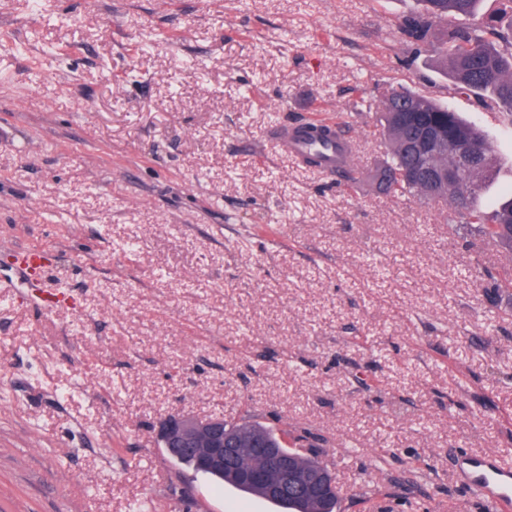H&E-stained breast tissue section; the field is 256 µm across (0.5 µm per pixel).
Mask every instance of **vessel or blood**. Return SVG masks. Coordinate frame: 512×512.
Instances as JSON below:
<instances>
[{"instance_id": "vessel-or-blood-1", "label": "vessel or blood", "mask_w": 512, "mask_h": 512, "mask_svg": "<svg viewBox=\"0 0 512 512\" xmlns=\"http://www.w3.org/2000/svg\"><path fill=\"white\" fill-rule=\"evenodd\" d=\"M334 115L312 112L283 120L268 131L269 139L298 164L338 181L354 169L356 144L351 136L336 134ZM23 276L46 277L49 266L38 247H26L13 256ZM456 476L485 512H512V465L493 452L466 453L457 460Z\"/></svg>"}]
</instances>
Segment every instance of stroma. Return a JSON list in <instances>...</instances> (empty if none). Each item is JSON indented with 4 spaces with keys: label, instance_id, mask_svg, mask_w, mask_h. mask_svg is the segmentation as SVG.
I'll list each match as a JSON object with an SVG mask.
<instances>
[{
    "label": "stroma",
    "instance_id": "obj_1",
    "mask_svg": "<svg viewBox=\"0 0 512 512\" xmlns=\"http://www.w3.org/2000/svg\"><path fill=\"white\" fill-rule=\"evenodd\" d=\"M42 2L0 0V512H275L171 463L174 412L306 429L340 512H474L457 454L512 462V295L471 275L503 255L367 173L404 86L485 130L495 204L512 114L388 40L414 0ZM314 107L357 140L354 189L267 139ZM13 259L24 277L38 276L43 280L47 278L49 265L45 262L44 251L41 248L19 249Z\"/></svg>",
    "mask_w": 512,
    "mask_h": 512
}]
</instances>
